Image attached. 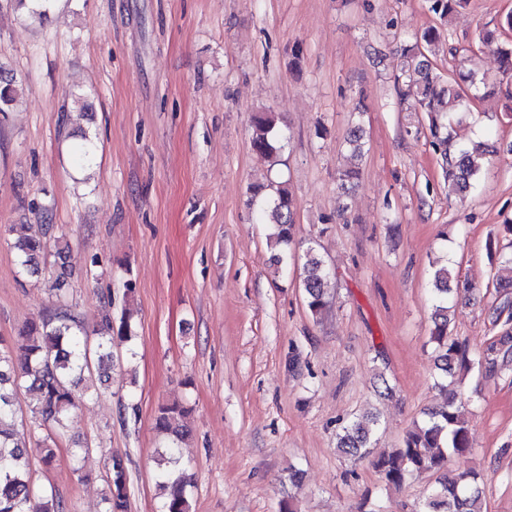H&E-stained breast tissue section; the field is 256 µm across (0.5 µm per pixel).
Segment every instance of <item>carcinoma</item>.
I'll list each match as a JSON object with an SVG mask.
<instances>
[{"label":"carcinoma","mask_w":512,"mask_h":512,"mask_svg":"<svg viewBox=\"0 0 512 512\" xmlns=\"http://www.w3.org/2000/svg\"><path fill=\"white\" fill-rule=\"evenodd\" d=\"M466 2L427 0L429 12L442 25ZM440 37L438 27L429 26L402 45L403 62L394 83L400 99L414 98L418 111L426 113L431 143L448 192L462 196L475 187L479 171L474 156L488 149V143L457 145L448 129L460 114L470 111L473 101L495 93V85L472 72L455 78L443 76L427 55L428 48ZM482 42L496 44L503 70L512 72V43L498 42L492 32L486 33ZM16 99L15 78L0 66V113L9 111ZM284 140L273 112H260L254 117L250 138L254 151L272 158L282 150ZM345 143L354 153L363 154L361 122L350 127ZM359 175L355 167L341 170L338 188L347 192ZM250 197L251 202L258 204L261 223L270 226L269 241L277 249L272 261L279 268L288 260V245L294 241L292 195L283 185L270 194L267 185L259 184L251 187ZM52 230V225L42 224L15 242L19 271L39 273L44 239ZM304 258L302 282L307 305L311 314L318 315L326 306L325 288L331 272L313 248L306 249ZM501 266L508 270V276L496 279L495 288L504 302L496 308L493 323L506 332L472 358L467 347L449 335L450 311L459 295L454 268L444 258L436 262L430 340L435 345L437 386L443 400L407 432L402 446L373 454L380 422L379 414L373 411L353 416L336 433V448L360 459L372 457L378 478L387 486L399 487L421 474L437 476V484L426 498L422 512H482L481 475L450 467L451 457L472 451L471 430L456 376L462 370L476 367L493 372L498 361L506 363L512 357V253L501 256ZM93 334L96 340L91 342L79 314L58 294L53 307L28 321L18 336L10 341L0 338V512H67V504L55 491L40 490L32 481L31 455L24 439L23 422L19 421L18 396L24 389L34 393L31 417L41 426L64 432L70 412L88 395L82 386L85 375L106 370L112 361V337L130 341L134 329L130 316L124 314L114 322L106 315ZM188 414L187 408L176 404L162 405L157 410L155 428L168 437V445L159 453L158 478L167 490L159 512H192L187 487L193 484L194 473L178 456V443L188 434L184 423ZM106 487L103 512H127L128 474L119 456L111 457Z\"/></svg>","instance_id":"obj_1"}]
</instances>
